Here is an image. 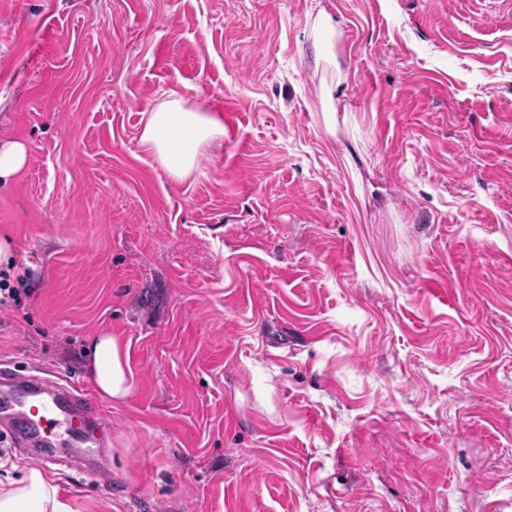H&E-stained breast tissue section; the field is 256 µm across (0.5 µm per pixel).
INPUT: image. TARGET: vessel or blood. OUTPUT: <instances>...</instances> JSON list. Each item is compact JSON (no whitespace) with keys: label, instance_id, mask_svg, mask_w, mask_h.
I'll list each match as a JSON object with an SVG mask.
<instances>
[{"label":"vessel or blood","instance_id":"obj_1","mask_svg":"<svg viewBox=\"0 0 512 512\" xmlns=\"http://www.w3.org/2000/svg\"><path fill=\"white\" fill-rule=\"evenodd\" d=\"M0 387L8 398L0 401V425L31 450L35 465L55 464V448L69 441L81 448L100 443L102 414L93 395L75 385L43 378H25L0 366Z\"/></svg>","mask_w":512,"mask_h":512}]
</instances>
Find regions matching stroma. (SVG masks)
<instances>
[{
  "label": "stroma",
  "instance_id": "35a3bbf8",
  "mask_svg": "<svg viewBox=\"0 0 512 512\" xmlns=\"http://www.w3.org/2000/svg\"><path fill=\"white\" fill-rule=\"evenodd\" d=\"M336 20L318 64L311 25ZM224 119L171 179L140 119ZM0 363L138 377L75 512H512V9L0 0ZM27 149L23 142L12 141L0 145V184L19 174L26 165ZM31 271L28 267L7 263L0 268V311H19L25 306L29 292L25 283L29 280ZM97 390L112 403L128 400L136 391L137 379L129 362V347L118 336L94 338L90 367Z\"/></svg>",
  "mask_w": 512,
  "mask_h": 512
}]
</instances>
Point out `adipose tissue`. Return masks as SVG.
<instances>
[{"label": "adipose tissue", "instance_id": "obj_1", "mask_svg": "<svg viewBox=\"0 0 512 512\" xmlns=\"http://www.w3.org/2000/svg\"><path fill=\"white\" fill-rule=\"evenodd\" d=\"M223 137L221 117L188 104L174 92L164 94L154 109L143 113L139 133L141 147L178 181L199 171L204 148ZM91 373L98 391L110 401H126L136 391L129 347L120 337H95ZM0 512H73V508L62 500L51 478L31 467L21 478L0 481Z\"/></svg>", "mask_w": 512, "mask_h": 512}]
</instances>
